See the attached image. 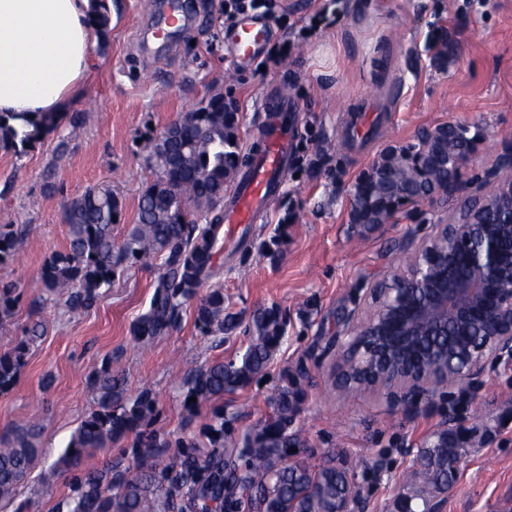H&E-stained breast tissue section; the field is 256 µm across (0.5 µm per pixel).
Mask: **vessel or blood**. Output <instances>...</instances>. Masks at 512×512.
Segmentation results:
<instances>
[{
	"instance_id": "1",
	"label": "vessel or blood",
	"mask_w": 512,
	"mask_h": 512,
	"mask_svg": "<svg viewBox=\"0 0 512 512\" xmlns=\"http://www.w3.org/2000/svg\"><path fill=\"white\" fill-rule=\"evenodd\" d=\"M193 9L192 0H162L155 13L153 36L167 40L180 29ZM267 21L246 18L224 35V42L243 59L255 56L268 38ZM264 122L248 150L249 161L224 202V242L236 243L257 220L267 215L271 202L279 196L282 174L293 151V135L286 116L288 98L263 100Z\"/></svg>"
}]
</instances>
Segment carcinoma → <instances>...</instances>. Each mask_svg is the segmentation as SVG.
I'll use <instances>...</instances> for the list:
<instances>
[{
    "instance_id": "cac0c4a2",
    "label": "carcinoma",
    "mask_w": 512,
    "mask_h": 512,
    "mask_svg": "<svg viewBox=\"0 0 512 512\" xmlns=\"http://www.w3.org/2000/svg\"><path fill=\"white\" fill-rule=\"evenodd\" d=\"M91 23L107 36L110 9L107 0H92ZM67 115L57 113L0 114V148L17 154L42 142L56 131ZM159 162L156 178L142 192L137 221L122 241L112 236L122 203L112 188L98 185L74 199L65 213L69 246L58 251L41 269L43 290L70 307H88L99 289L115 275L144 267L163 258L164 273L155 283L149 309L134 325L144 343L165 333L179 318L184 301L214 278L215 261L224 217V185L236 174L243 157L236 135L235 113L224 111V95L215 93L191 113L187 124L154 144ZM431 188L404 170L380 175L371 189L358 186L360 196L370 192L366 225L376 227L388 216L379 202L388 196L405 198ZM23 234L12 224H0V262L24 247ZM196 321L205 334H222L235 327L224 316V293L212 289L197 310ZM254 335L241 362L215 361L188 370L185 400L199 408L214 398L246 385L267 364L282 336L278 317L262 312L254 317ZM28 344L18 343L0 354V392L18 378ZM279 393L274 416L242 445H224V415L216 413L204 425L212 447L220 452L202 457L185 454L172 460L158 475L128 470L108 481L86 474L75 478L73 512H171L174 497L187 498L188 506L206 512L214 502L224 512H336L337 501L352 491L350 467L332 460L319 466L304 461L286 462L290 447L299 441L290 432L299 390L297 380ZM97 407L79 425L62 456L70 470L82 457L112 447L155 410L149 392L134 401L124 399L121 379L104 365L89 379ZM196 401H190V398ZM39 428L32 424L0 436V502L12 500L29 474L38 453ZM466 449L451 444L447 432L420 449L411 472L412 495L405 497L409 512L419 500L427 512L435 494L448 490L459 472Z\"/></svg>"
}]
</instances>
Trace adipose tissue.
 Here are the masks:
<instances>
[{
    "label": "adipose tissue",
    "mask_w": 512,
    "mask_h": 512,
    "mask_svg": "<svg viewBox=\"0 0 512 512\" xmlns=\"http://www.w3.org/2000/svg\"><path fill=\"white\" fill-rule=\"evenodd\" d=\"M90 0H0V113L68 111L92 57Z\"/></svg>",
    "instance_id": "obj_1"
}]
</instances>
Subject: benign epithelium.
Masks as SVG:
<instances>
[{
  "instance_id": "benign-epithelium-1",
  "label": "benign epithelium",
  "mask_w": 512,
  "mask_h": 512,
  "mask_svg": "<svg viewBox=\"0 0 512 512\" xmlns=\"http://www.w3.org/2000/svg\"><path fill=\"white\" fill-rule=\"evenodd\" d=\"M449 126L430 130L412 156L419 179L448 136ZM470 154L446 164L440 183L426 196L389 202L400 213L416 212L436 197L466 192L458 216L435 224L419 242L407 237L406 269L369 288L363 302L337 319V377L358 372L361 389L387 392L396 406H414L460 383L475 384L503 361L512 363V151L501 153L485 178L467 182Z\"/></svg>"
}]
</instances>
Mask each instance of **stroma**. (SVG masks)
Returning <instances> with one entry per match:
<instances>
[{
  "label": "stroma",
  "mask_w": 512,
  "mask_h": 512,
  "mask_svg": "<svg viewBox=\"0 0 512 512\" xmlns=\"http://www.w3.org/2000/svg\"><path fill=\"white\" fill-rule=\"evenodd\" d=\"M193 2L171 52L142 43L141 0H111L107 41L95 44L89 81L70 107L85 122L64 123L20 156L0 150V224L27 235L25 249L0 262V288L14 287L17 296L11 315L0 320V353L33 324L44 328L16 386L0 393V434L33 423L41 428L40 453L0 512H59L75 473L142 466L157 472L180 455L181 440L207 454L202 428L217 411L225 441H239L272 415L288 373L300 389L292 426L297 459L352 465L370 512H398L419 449L441 432L448 414L471 434L456 483L440 495L443 512H512V364L407 412L382 392L348 397L334 390L336 354L328 348L341 310L401 270L404 236L448 223L459 205L450 197L426 204L415 220L401 213L380 227L356 226L349 196L356 178L389 148L416 143L419 131L439 125L483 124L471 175L489 169L512 143V0H270L274 16L264 49L287 55L266 70L240 63L225 45L224 0ZM325 3L327 21L303 34ZM283 87L298 125L283 191L255 224L247 248L223 257L224 312L236 329L201 332L203 287L185 303L176 327L139 342L133 326L150 306L163 271L158 260L118 274L89 307L73 310L49 299L40 271L67 246L64 212L73 199L89 187L111 186L123 206L112 234L122 239L154 176L146 164L152 142L166 127L219 89L235 114L239 145L248 149L262 120L261 93ZM368 109L377 118L374 135L347 141L346 115ZM263 311L285 326L266 368L211 406L188 408L187 370L240 359L252 320ZM104 362L123 379L126 398L151 394L156 408L141 431L169 445L137 448L128 437L85 456L78 472L57 469L73 432L96 407L87 379Z\"/></svg>",
  "instance_id": "1"
}]
</instances>
